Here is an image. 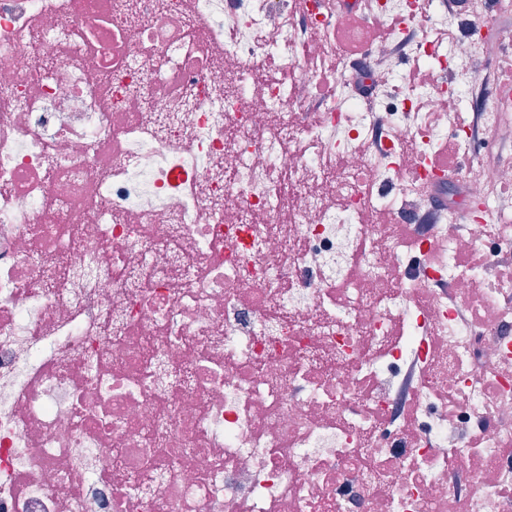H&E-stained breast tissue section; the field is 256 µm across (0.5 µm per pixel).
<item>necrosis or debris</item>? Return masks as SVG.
Listing matches in <instances>:
<instances>
[{
    "label": "necrosis or debris",
    "instance_id": "necrosis-or-debris-1",
    "mask_svg": "<svg viewBox=\"0 0 512 512\" xmlns=\"http://www.w3.org/2000/svg\"><path fill=\"white\" fill-rule=\"evenodd\" d=\"M323 3L0 0V512H512V0Z\"/></svg>",
    "mask_w": 512,
    "mask_h": 512
}]
</instances>
